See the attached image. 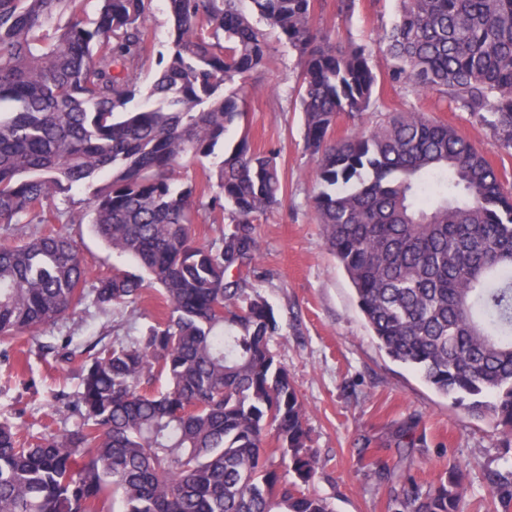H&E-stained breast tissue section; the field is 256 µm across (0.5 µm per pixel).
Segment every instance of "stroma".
<instances>
[{"label":"stroma","mask_w":512,"mask_h":512,"mask_svg":"<svg viewBox=\"0 0 512 512\" xmlns=\"http://www.w3.org/2000/svg\"><path fill=\"white\" fill-rule=\"evenodd\" d=\"M398 7L397 0H357L346 17L338 13L336 0L316 4L315 22L332 39L373 48L372 64L380 80L369 111L353 122L340 119L336 137L374 128L395 112H423L456 129L491 163L505 164L512 172V157L500 148L493 129L451 110L439 95H419L390 83L392 62L375 45ZM269 44L268 65L254 75L246 99V122L231 127L225 141L230 144L245 135L254 148L274 151L286 186L282 205L256 223L255 266L262 274L259 291L282 327L272 349L307 407L313 446L324 463L309 490L327 498L335 512H388L400 486L378 477L376 463L427 485L456 462L467 469L471 484L463 512H491L487 476L512 470V447L502 445L490 419L472 417L380 349L310 208L315 163L304 149L296 101L301 81L297 58L277 36H270ZM59 230L76 241L90 269L87 288L113 269L135 271V263L113 253L90 225L63 224ZM126 318L124 311L90 306L34 334L0 343V420L38 424L56 407V394L77 392V365L46 372L40 346L64 335L90 342ZM409 423L419 440L413 448L405 447L399 436Z\"/></svg>","instance_id":"35a3bbf8"}]
</instances>
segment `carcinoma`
Masks as SVG:
<instances>
[{"mask_svg":"<svg viewBox=\"0 0 512 512\" xmlns=\"http://www.w3.org/2000/svg\"><path fill=\"white\" fill-rule=\"evenodd\" d=\"M166 0L167 52L146 87L148 0H0V343L92 302L165 315L136 336L45 346L80 359V391L41 432L0 422V512H334L307 491L323 467L307 409L271 342L255 221L281 203L276 157L242 135L245 88L277 32L302 69L311 198L380 348L512 442V191L468 138L421 112L333 137L376 93L371 52L330 40L316 0ZM95 4V17L87 6ZM390 79L493 128L512 154V0H401L379 39ZM214 158L208 201L180 169ZM91 189L84 208L56 199ZM227 214L208 244L200 216ZM92 224L147 273L98 278L75 241L16 224ZM162 381L164 386L157 387ZM72 426H67L70 418ZM285 466L290 478L280 472ZM466 469L412 479L392 512H461ZM490 494L512 512V481ZM164 312L158 293L155 289L149 288L144 294L143 300L139 303L135 314V330H144L153 320L158 319Z\"/></svg>","mask_w":512,"mask_h":512,"instance_id":"obj_1","label":"carcinoma"}]
</instances>
